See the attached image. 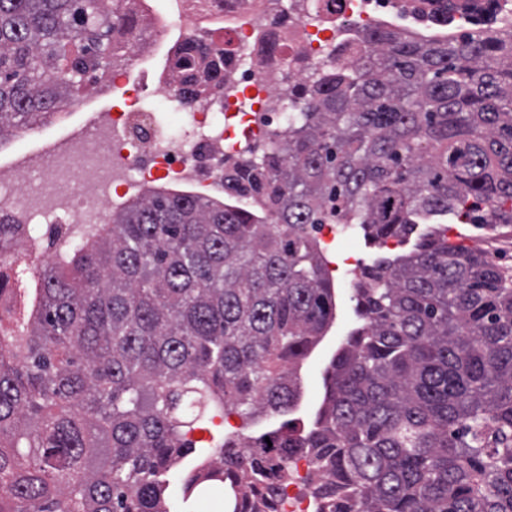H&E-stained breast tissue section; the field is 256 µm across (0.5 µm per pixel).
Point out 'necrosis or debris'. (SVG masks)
I'll use <instances>...</instances> for the list:
<instances>
[{
    "label": "necrosis or debris",
    "instance_id": "necrosis-or-debris-1",
    "mask_svg": "<svg viewBox=\"0 0 512 512\" xmlns=\"http://www.w3.org/2000/svg\"><path fill=\"white\" fill-rule=\"evenodd\" d=\"M156 20L151 42L129 68L111 73L107 94L117 95L108 120L91 122L85 139L31 147V130L15 133L27 163L0 165V209L39 230L43 243L77 224L109 223L125 191L165 180L219 185L224 158L240 138L255 139L288 126L281 90L299 68L319 65L328 46L336 65L366 50V29L386 27L412 35L431 31L418 10L400 0H167L157 8L142 0ZM217 31L232 55L224 90L210 105L188 108L169 78L150 81V64L169 52L166 35Z\"/></svg>",
    "mask_w": 512,
    "mask_h": 512
}]
</instances>
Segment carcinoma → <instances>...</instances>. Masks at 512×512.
Instances as JSON below:
<instances>
[{
  "label": "carcinoma",
  "mask_w": 512,
  "mask_h": 512,
  "mask_svg": "<svg viewBox=\"0 0 512 512\" xmlns=\"http://www.w3.org/2000/svg\"><path fill=\"white\" fill-rule=\"evenodd\" d=\"M134 2L0 0V134L82 93L71 64L131 62ZM437 2L436 37L375 29L288 86V128L244 146L223 197L149 187L28 272L0 316V512H174L189 463L184 500L282 512L296 457L315 512H512V268L437 228L512 224V25L458 32ZM87 29L111 65H89ZM224 55L184 36L177 94L222 89ZM320 224L412 249L360 269L306 430L300 370L336 318ZM24 235L0 211V245ZM230 413L270 429L196 462L187 434Z\"/></svg>",
  "instance_id": "cac0c4a2"
}]
</instances>
